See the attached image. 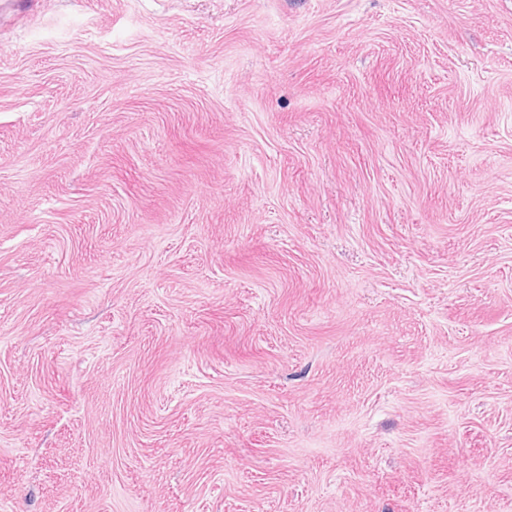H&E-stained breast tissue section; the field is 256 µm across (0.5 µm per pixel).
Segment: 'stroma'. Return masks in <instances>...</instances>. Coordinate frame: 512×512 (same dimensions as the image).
I'll list each match as a JSON object with an SVG mask.
<instances>
[{
  "label": "stroma",
  "instance_id": "stroma-1",
  "mask_svg": "<svg viewBox=\"0 0 512 512\" xmlns=\"http://www.w3.org/2000/svg\"><path fill=\"white\" fill-rule=\"evenodd\" d=\"M0 512H512V0L1 8Z\"/></svg>",
  "mask_w": 512,
  "mask_h": 512
}]
</instances>
